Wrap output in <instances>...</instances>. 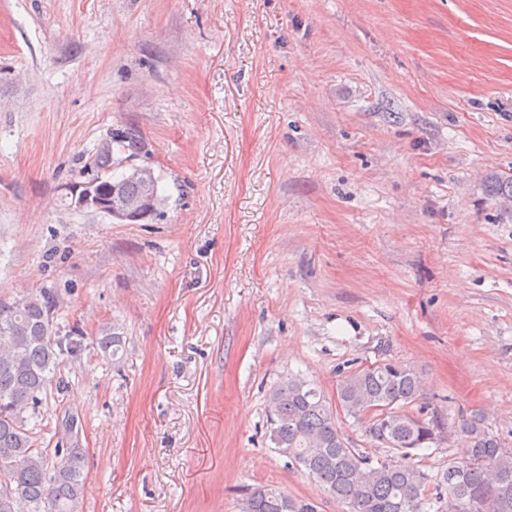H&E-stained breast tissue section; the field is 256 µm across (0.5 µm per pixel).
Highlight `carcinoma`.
Returning <instances> with one entry per match:
<instances>
[{
    "instance_id": "cac0c4a2",
    "label": "carcinoma",
    "mask_w": 512,
    "mask_h": 512,
    "mask_svg": "<svg viewBox=\"0 0 512 512\" xmlns=\"http://www.w3.org/2000/svg\"><path fill=\"white\" fill-rule=\"evenodd\" d=\"M136 136L114 137L97 151L94 172L103 176L108 195L133 202L150 192L163 202L160 179L148 169V182L116 175L113 151L137 147ZM496 197L512 200V179H488ZM54 299L45 291L12 301L0 300V512H82L87 481L85 449L75 445L48 453L35 447L23 413L37 409L51 385L65 348L53 325ZM100 346L117 356L125 347L124 330L113 324ZM422 396L419 376L399 363L358 368L336 386L330 402L317 387L290 379L270 396V440L274 448L303 468L319 489L345 501L350 512H512V445L490 431L477 415L445 426L435 414L409 408ZM362 425L373 443L403 458L412 451L460 436L469 447L461 462H451L435 477L411 463L373 461L344 438L338 415ZM250 512H319L312 498L259 487L247 498Z\"/></svg>"
}]
</instances>
